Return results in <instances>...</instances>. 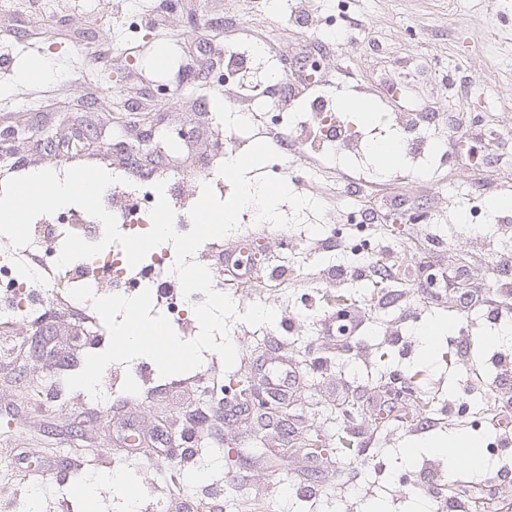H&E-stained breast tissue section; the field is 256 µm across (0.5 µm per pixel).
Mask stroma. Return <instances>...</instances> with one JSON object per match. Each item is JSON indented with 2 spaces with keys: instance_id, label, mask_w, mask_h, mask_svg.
Returning a JSON list of instances; mask_svg holds the SVG:
<instances>
[{
  "instance_id": "1",
  "label": "stroma",
  "mask_w": 512,
  "mask_h": 512,
  "mask_svg": "<svg viewBox=\"0 0 512 512\" xmlns=\"http://www.w3.org/2000/svg\"><path fill=\"white\" fill-rule=\"evenodd\" d=\"M160 0H0V132L14 131L0 156V182L49 169L64 174L95 165L124 178L130 190L166 182L170 205L198 200L193 183L206 168L219 198L230 182L218 168L255 143L275 144L279 125L263 123L234 139L239 112H281L294 135L281 148L280 176L298 195L323 202L325 228L314 235L311 212L288 229L240 219L222 247H258L266 261L227 291L236 316L229 338L232 369L218 354L186 374L161 377L157 367L130 376L135 362L114 363L102 399L68 390L67 376L110 335L98 316L50 299L40 321L13 324L22 342L0 365V493L27 501L38 491L43 512H81L80 490L97 481L99 512H125L112 485L125 472L142 493L139 512H172L177 494L194 512H413L421 496L416 472L445 484L500 476L512 500V448L487 471L449 469L424 452L404 463V448L462 430L487 440L490 400L479 377H491L493 355L512 354V339L486 344L497 332L484 308H462L454 292L423 293L420 264L434 272H466L463 290L497 300L495 257L512 254V209L487 201L512 196V0H175L164 28L146 26ZM308 12L301 30L287 23ZM206 58L189 53L191 41ZM168 64H149L157 50ZM245 60L244 81L257 97L230 95L224 58ZM41 58L52 80L19 81L25 60ZM312 72V96L334 105L360 98L373 111L437 113L424 129L434 150L429 173L413 158L380 168L374 158L345 159L310 150L311 98L281 96L296 69ZM88 145L58 150L75 128ZM454 149H447L448 139ZM399 197L408 208L390 212ZM366 277L340 280V268ZM349 311L356 335L327 336L322 316ZM269 312L273 320L258 319ZM450 323L468 337V353L439 336L421 355L419 327ZM96 344L70 349L75 332ZM291 366L299 386L274 418L226 410L222 388L259 386L261 375ZM353 420H346L345 410ZM161 430L165 447L146 451ZM351 441L334 452L337 436Z\"/></svg>"
}]
</instances>
